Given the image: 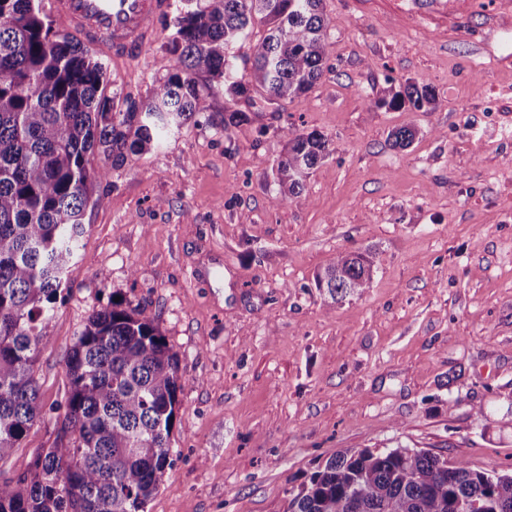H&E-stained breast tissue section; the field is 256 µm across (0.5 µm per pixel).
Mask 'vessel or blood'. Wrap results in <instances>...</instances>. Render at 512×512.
I'll return each instance as SVG.
<instances>
[{"label": "vessel or blood", "mask_w": 512, "mask_h": 512, "mask_svg": "<svg viewBox=\"0 0 512 512\" xmlns=\"http://www.w3.org/2000/svg\"><path fill=\"white\" fill-rule=\"evenodd\" d=\"M170 8V0H63L59 21L90 48L135 57Z\"/></svg>", "instance_id": "1"}]
</instances>
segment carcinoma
Listing matches in <instances>:
<instances>
[{
  "instance_id": "obj_1",
  "label": "carcinoma",
  "mask_w": 512,
  "mask_h": 512,
  "mask_svg": "<svg viewBox=\"0 0 512 512\" xmlns=\"http://www.w3.org/2000/svg\"><path fill=\"white\" fill-rule=\"evenodd\" d=\"M322 0H176L164 45L174 65L144 102L107 92L104 63L54 30L37 0H0V460L55 414L54 444L30 469L0 483V512H145L171 467L182 390L178 353L156 316L122 301L93 312L64 364L69 387L45 407L34 364L47 343L61 286L84 231L83 216L107 169L123 166L173 129L211 109L206 74L224 90L229 131L259 93L281 104L322 77L328 21ZM268 34L240 72L232 42L255 22ZM428 84L406 82L385 102L421 110ZM275 170V201L290 203L330 154L318 132L291 131ZM367 254L340 255L316 277L338 302L369 287ZM287 512H512V474L446 466L426 450L342 454L313 473Z\"/></svg>"
}]
</instances>
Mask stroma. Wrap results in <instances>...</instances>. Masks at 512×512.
<instances>
[{
	"mask_svg": "<svg viewBox=\"0 0 512 512\" xmlns=\"http://www.w3.org/2000/svg\"><path fill=\"white\" fill-rule=\"evenodd\" d=\"M322 0V78L223 132L210 112L110 170L88 206L35 374L44 404L88 316L120 297L179 356L172 466L146 512H287L347 450L423 449L512 472V0ZM109 88L146 100L166 73L165 20ZM421 111L382 106L405 81ZM412 128L410 146L393 130ZM330 155L300 202L275 201L285 131ZM369 254V288L334 302L315 276ZM35 424L0 482L49 447Z\"/></svg>",
	"mask_w": 512,
	"mask_h": 512,
	"instance_id": "35a3bbf8",
	"label": "stroma"
}]
</instances>
